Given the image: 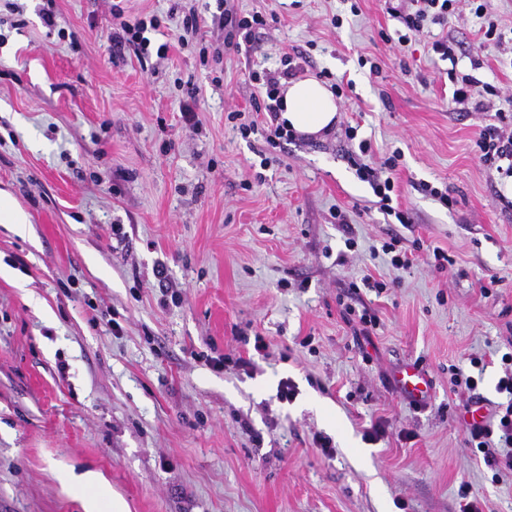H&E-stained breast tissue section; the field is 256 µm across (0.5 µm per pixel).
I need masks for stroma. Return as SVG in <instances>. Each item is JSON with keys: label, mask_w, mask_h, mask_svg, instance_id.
<instances>
[{"label": "stroma", "mask_w": 512, "mask_h": 512, "mask_svg": "<svg viewBox=\"0 0 512 512\" xmlns=\"http://www.w3.org/2000/svg\"><path fill=\"white\" fill-rule=\"evenodd\" d=\"M116 5L158 16L166 57L113 47ZM396 5L232 0L266 23L228 46L222 0H0V195L29 218L22 236L0 222V512H86L90 499L111 512L116 495L128 512H459L465 492L512 512V473L485 464L450 385L481 358L480 397L508 401L496 384L512 354V178L490 174L476 142L512 123V0H488L497 45L465 5L399 44ZM440 39L454 61L433 52ZM203 48L220 63L201 64ZM287 55L297 78L343 88L328 134L272 146L249 74ZM452 72L497 88L489 111L455 110ZM396 150L406 225L357 172ZM393 237L410 268L382 254ZM365 309L377 323L364 338ZM407 363L432 382L425 401L395 385ZM88 470L99 484L78 488Z\"/></svg>", "instance_id": "35a3bbf8"}]
</instances>
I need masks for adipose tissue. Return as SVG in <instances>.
<instances>
[{
    "instance_id": "obj_1",
    "label": "adipose tissue",
    "mask_w": 512,
    "mask_h": 512,
    "mask_svg": "<svg viewBox=\"0 0 512 512\" xmlns=\"http://www.w3.org/2000/svg\"><path fill=\"white\" fill-rule=\"evenodd\" d=\"M332 92L313 78L289 82L281 92L278 121L295 133L317 136L336 122Z\"/></svg>"
}]
</instances>
